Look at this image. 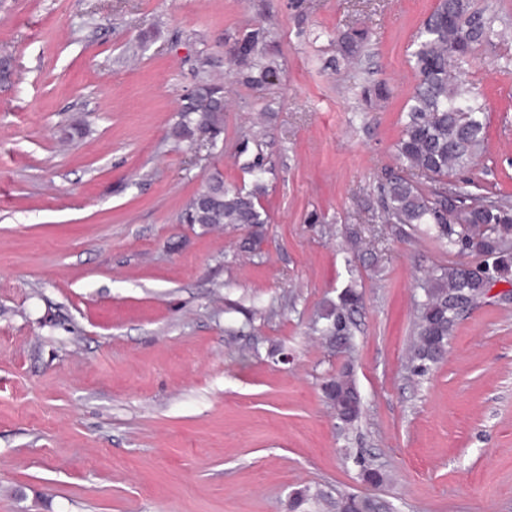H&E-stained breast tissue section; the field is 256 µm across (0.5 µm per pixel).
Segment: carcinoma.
I'll use <instances>...</instances> for the list:
<instances>
[{
    "mask_svg": "<svg viewBox=\"0 0 512 512\" xmlns=\"http://www.w3.org/2000/svg\"><path fill=\"white\" fill-rule=\"evenodd\" d=\"M496 17L476 8L471 0H438L422 22L411 52L417 77L414 92L405 106L401 137L395 153L400 172L380 184V208L372 221L406 224L421 229L440 242L448 253L471 249L482 257L485 278L476 276L465 263L435 268L425 279L423 295L416 302L417 320L410 362L416 376L425 374L442 357L459 316L453 303L464 288L512 281V202L490 195L481 185L458 174L473 165L484 151L486 106L465 79V70L476 52L492 45L498 36ZM271 31L257 25L237 38L229 50L230 74L244 85L263 87L280 78L279 63L267 52ZM367 32L338 31L346 60L357 57ZM195 83L184 96L180 121L171 136L193 142L197 129L212 130L211 147L224 135V83L211 74V61L200 56L194 64ZM254 176L249 192L224 186L220 172L213 173L185 203L181 220L204 228L219 225L260 229L269 216L260 202L265 192L263 164L255 159L244 164ZM431 186H423V181ZM362 296L353 287L326 305L314 323L321 336H333L353 351L352 315ZM325 403L344 431L355 428L363 402L351 366L343 367L322 386ZM344 455L358 468L363 482L381 486L386 474L374 461L352 448ZM329 500L317 486L304 485L289 495L288 512H316ZM335 512H392L390 505L373 496L336 493Z\"/></svg>",
    "mask_w": 512,
    "mask_h": 512,
    "instance_id": "1",
    "label": "carcinoma"
}]
</instances>
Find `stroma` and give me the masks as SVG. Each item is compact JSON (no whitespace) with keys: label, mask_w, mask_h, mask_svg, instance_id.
Wrapping results in <instances>:
<instances>
[{"label":"stroma","mask_w":512,"mask_h":512,"mask_svg":"<svg viewBox=\"0 0 512 512\" xmlns=\"http://www.w3.org/2000/svg\"><path fill=\"white\" fill-rule=\"evenodd\" d=\"M474 3L502 35L466 73L487 107L470 175L512 200V0ZM436 4L0 0V512H287L305 484L396 512H512V299L494 288L411 375L415 301L452 257L371 220ZM258 24L281 67L262 89L225 60ZM352 26L368 39L346 62ZM200 55L224 81L216 149L170 135ZM254 158L269 214L254 250L247 228L179 222L210 172L252 189ZM352 284L347 357L311 324ZM347 362L364 403L348 434L321 393ZM348 446L387 482H362ZM366 39L367 32L365 30H339L336 34V41L341 48L343 59H346L347 61L355 59L361 51Z\"/></svg>","instance_id":"35a3bbf8"}]
</instances>
